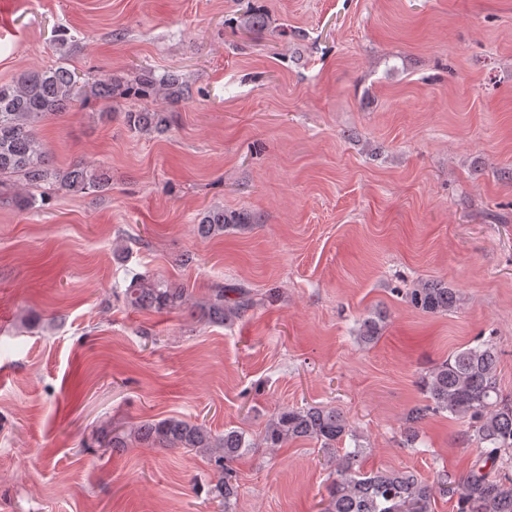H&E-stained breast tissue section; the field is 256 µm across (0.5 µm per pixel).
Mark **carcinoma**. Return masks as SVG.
<instances>
[{"label": "carcinoma", "mask_w": 512, "mask_h": 512, "mask_svg": "<svg viewBox=\"0 0 512 512\" xmlns=\"http://www.w3.org/2000/svg\"><path fill=\"white\" fill-rule=\"evenodd\" d=\"M149 98L161 95L172 104L184 98L180 78L175 74L158 77L145 70L135 84L121 87L112 80L81 82L64 65L20 73L10 84L0 85V203L21 209L46 200L49 191L89 194L105 189L109 179L103 169L83 163L56 168L50 163L46 145L37 126L76 101L89 97L110 101L121 94ZM126 123L144 133H162L171 122L167 112H127ZM250 223L245 214L210 210L200 218L197 232L202 237L222 234ZM124 303L136 310L162 313L187 304L184 288L147 275L135 274L122 291ZM411 302L427 313L446 312L457 296L441 281H427L410 292ZM257 304L253 292L235 283L216 284L208 296L195 303L201 316L214 324L233 322ZM382 320L368 316L358 322L357 342L374 343L380 336ZM499 355L487 340L475 347L454 352L421 377L426 404L415 407L406 419V443L414 448L420 441L417 424L431 415L447 413L469 423L468 439L484 446L462 481L444 474L432 485L409 470L363 472L364 454L343 415L333 407L285 408L269 419L261 444L273 450L290 441L307 438L320 443L328 455L335 478L328 487V504L323 512H433L434 497L457 489L459 512H512V401L503 398L497 382ZM99 435L109 448H124L134 440L150 447L184 448L207 458L214 479L210 500L222 512H234L238 482L232 463L257 444L234 429L215 434L202 424L181 417L141 422L126 434L112 430L108 423ZM354 441V447L337 454L336 444Z\"/></svg>", "instance_id": "obj_1"}]
</instances>
